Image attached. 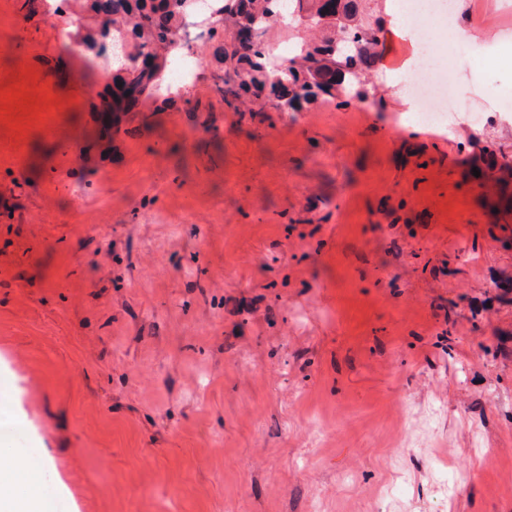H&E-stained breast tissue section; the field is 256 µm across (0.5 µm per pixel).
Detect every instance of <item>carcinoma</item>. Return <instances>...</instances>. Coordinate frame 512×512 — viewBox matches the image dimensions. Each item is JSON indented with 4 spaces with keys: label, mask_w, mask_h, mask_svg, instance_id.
<instances>
[{
    "label": "carcinoma",
    "mask_w": 512,
    "mask_h": 512,
    "mask_svg": "<svg viewBox=\"0 0 512 512\" xmlns=\"http://www.w3.org/2000/svg\"><path fill=\"white\" fill-rule=\"evenodd\" d=\"M210 14L222 24L207 31L221 39L216 59L224 71V100L238 112L279 111L286 101L288 111L299 112L318 99H341L343 103L363 100L368 94L364 70L374 66L380 28L359 13L358 0H207ZM189 0H112V41L129 48L131 60L149 56L154 48L171 47L166 61L192 49L190 40L179 38L182 18L190 14ZM340 8L349 22L334 33L300 43L298 53L283 65L272 63L264 40L272 24L288 11L300 20L317 22L315 14ZM112 86V121L108 127L120 133L126 116L157 91L154 72L131 68L127 75L116 73ZM489 169L498 172L512 166V155L501 150L488 152Z\"/></svg>",
    "instance_id": "1"
}]
</instances>
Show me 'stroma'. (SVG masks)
Listing matches in <instances>:
<instances>
[{"mask_svg":"<svg viewBox=\"0 0 512 512\" xmlns=\"http://www.w3.org/2000/svg\"><path fill=\"white\" fill-rule=\"evenodd\" d=\"M68 22L0 0V421L52 455L49 512H512V175H471L512 153V66L462 57L482 116L448 128L378 67L237 112L201 35L189 99L83 158L103 73Z\"/></svg>","mask_w":512,"mask_h":512,"instance_id":"1","label":"stroma"}]
</instances>
